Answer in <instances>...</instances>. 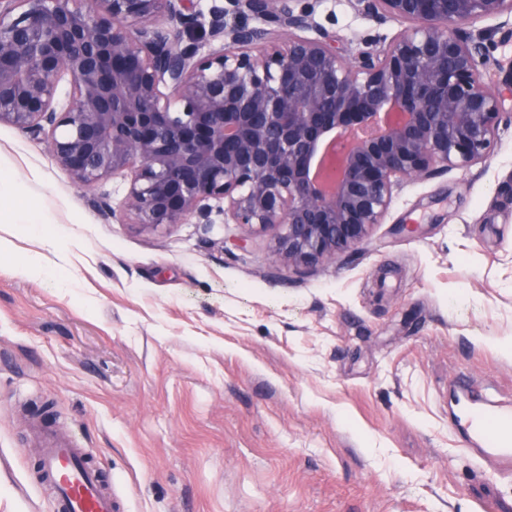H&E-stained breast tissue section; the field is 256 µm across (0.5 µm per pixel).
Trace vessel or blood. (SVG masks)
I'll use <instances>...</instances> for the list:
<instances>
[{"label": "vessel or blood", "mask_w": 512, "mask_h": 512, "mask_svg": "<svg viewBox=\"0 0 512 512\" xmlns=\"http://www.w3.org/2000/svg\"><path fill=\"white\" fill-rule=\"evenodd\" d=\"M457 385L472 395L461 420L483 463L498 471L512 470V411L496 405L493 387L469 373L455 374ZM38 470L52 489L55 512H118L121 497L106 487L87 464L85 450L69 436L43 432L36 449Z\"/></svg>", "instance_id": "vessel-or-blood-1"}]
</instances>
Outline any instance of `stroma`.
<instances>
[{
  "label": "stroma",
  "mask_w": 512,
  "mask_h": 512,
  "mask_svg": "<svg viewBox=\"0 0 512 512\" xmlns=\"http://www.w3.org/2000/svg\"><path fill=\"white\" fill-rule=\"evenodd\" d=\"M321 13L350 50L402 28ZM0 173L51 218L0 202V456L37 512L41 426L86 448L121 512H512V474L468 454L451 406L460 368L512 395L489 342L512 336V123L487 163L403 184L358 250L301 269L272 229L144 230L127 178L81 186L6 124ZM46 234L51 269L18 274Z\"/></svg>",
  "instance_id": "1"
}]
</instances>
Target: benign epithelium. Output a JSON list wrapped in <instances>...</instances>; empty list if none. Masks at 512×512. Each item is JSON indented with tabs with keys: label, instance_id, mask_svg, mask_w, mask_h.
Here are the masks:
<instances>
[{
	"label": "benign epithelium",
	"instance_id": "1",
	"mask_svg": "<svg viewBox=\"0 0 512 512\" xmlns=\"http://www.w3.org/2000/svg\"><path fill=\"white\" fill-rule=\"evenodd\" d=\"M349 3L405 27L345 54L322 0H223L206 24L194 0H0V124L43 136L79 185L129 172L143 229L210 224L216 201L226 224L280 229L289 265L332 259L402 183L490 157L499 61L469 25L512 41V0Z\"/></svg>",
	"mask_w": 512,
	"mask_h": 512
}]
</instances>
